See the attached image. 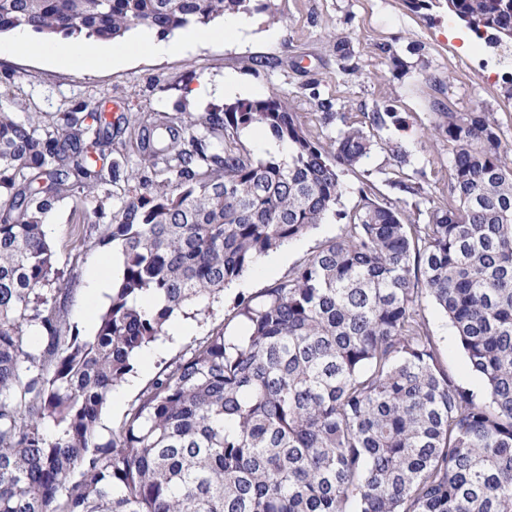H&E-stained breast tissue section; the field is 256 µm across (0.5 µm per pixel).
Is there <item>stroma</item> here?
I'll return each instance as SVG.
<instances>
[{
    "label": "stroma",
    "mask_w": 512,
    "mask_h": 512,
    "mask_svg": "<svg viewBox=\"0 0 512 512\" xmlns=\"http://www.w3.org/2000/svg\"><path fill=\"white\" fill-rule=\"evenodd\" d=\"M271 4L278 23L257 13L250 29L235 40L136 57L120 66L84 71L34 57L0 58V106L20 118L37 114L49 128L72 108L82 106L91 112L112 101L118 102L130 125L146 113L195 118L207 106L187 97V87L224 77L240 80L252 99L281 90L310 134L322 141L337 132L335 124L322 119V100L330 101L333 111L353 116L393 112L399 118L398 125L381 131L380 137L401 144L408 154L406 165L397 167L389 149L379 147L356 169L343 171L342 195L320 224L263 257L203 310L190 312L189 336L163 338V350L151 362L134 359L121 405L110 404L103 411L101 438H108L127 405L164 363L188 352L215 327H223L226 335H239L243 322L235 318L234 308L240 300L257 295L323 243L341 236L343 216L358 205L362 183L371 184L378 199L393 202L401 193L391 183L403 180L420 188L423 209L447 207L452 154L448 141L434 129L437 113H490L512 163V63L505 61L503 50H475L474 34L448 11L444 0H426L425 8L417 11L408 0ZM340 41L345 42V51L337 50ZM260 58L270 60V67L257 66ZM124 195V183L111 182L57 204L60 222L47 239L67 272L57 313L61 335L77 329L88 336L95 330L94 322L85 317L86 287L95 259L112 252L111 246L99 244L96 224L120 222ZM418 310L443 366L466 391L485 398V384L470 369L446 315L428 297Z\"/></svg>",
    "instance_id": "35a3bbf8"
}]
</instances>
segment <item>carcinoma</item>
<instances>
[{
  "mask_svg": "<svg viewBox=\"0 0 512 512\" xmlns=\"http://www.w3.org/2000/svg\"><path fill=\"white\" fill-rule=\"evenodd\" d=\"M490 47L512 41V0H446ZM262 0H0V34L117 39L206 28ZM312 138L273 92L189 122L143 118L112 182L143 192L99 229L121 254L96 331L57 335L61 292L43 219L104 179L85 152L112 132L69 112L49 131L0 105V512H512V166L487 112H439L452 146L448 208L425 224L359 188L343 234L238 302L166 364L111 438L97 430L135 354L269 252L321 223L340 173L393 112H331ZM288 156L237 147L247 127ZM448 316L486 398L440 361L417 313ZM36 330L27 335V328Z\"/></svg>",
  "mask_w": 512,
  "mask_h": 512,
  "instance_id": "cac0c4a2",
  "label": "carcinoma"
}]
</instances>
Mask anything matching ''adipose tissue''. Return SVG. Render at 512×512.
<instances>
[{
  "label": "adipose tissue",
  "mask_w": 512,
  "mask_h": 512,
  "mask_svg": "<svg viewBox=\"0 0 512 512\" xmlns=\"http://www.w3.org/2000/svg\"><path fill=\"white\" fill-rule=\"evenodd\" d=\"M247 25V15H229L225 17L223 27L213 31L190 26L180 30L172 39L163 41L157 37L155 30L148 29L140 32L132 41L95 47L78 42L38 43L32 39L30 32L18 31L9 41H0V58L28 55L83 69L102 64L119 65L143 54L180 52L202 39L230 41L237 38Z\"/></svg>",
  "instance_id": "1"
}]
</instances>
